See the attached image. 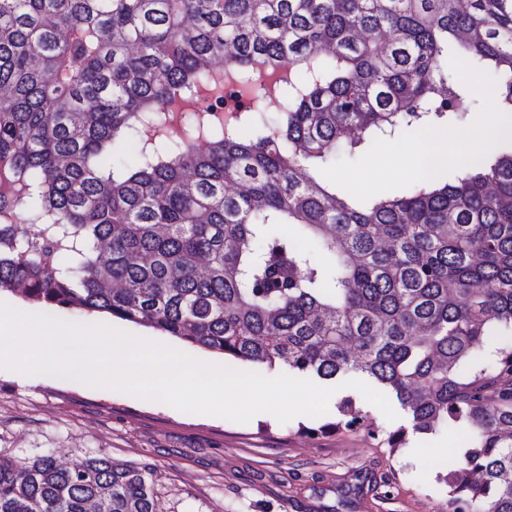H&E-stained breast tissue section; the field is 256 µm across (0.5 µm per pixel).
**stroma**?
<instances>
[{
  "instance_id": "1",
  "label": "stroma",
  "mask_w": 512,
  "mask_h": 512,
  "mask_svg": "<svg viewBox=\"0 0 512 512\" xmlns=\"http://www.w3.org/2000/svg\"><path fill=\"white\" fill-rule=\"evenodd\" d=\"M389 142L369 140L355 157L337 156L321 178L361 203L402 195L416 179H389L367 168ZM56 317L105 323L177 348L212 365L222 355L152 328L113 318L56 310ZM379 426L330 430L338 412L279 423L267 413L245 424L184 413L157 401L48 375L19 379L0 367V454L26 461L49 454L64 463L103 454L153 473L159 512H452L437 474L448 459V431L413 435L391 450L390 421L358 399Z\"/></svg>"
}]
</instances>
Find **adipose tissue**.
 Returning <instances> with one entry per match:
<instances>
[{
	"instance_id": "ef3b65f1",
	"label": "adipose tissue",
	"mask_w": 512,
	"mask_h": 512,
	"mask_svg": "<svg viewBox=\"0 0 512 512\" xmlns=\"http://www.w3.org/2000/svg\"><path fill=\"white\" fill-rule=\"evenodd\" d=\"M477 139L474 132L427 128L419 132L409 146L392 149L386 158L372 157L368 164L388 170L403 168L422 180L455 161Z\"/></svg>"
}]
</instances>
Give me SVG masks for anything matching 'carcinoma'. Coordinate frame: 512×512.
I'll return each instance as SVG.
<instances>
[{"label": "carcinoma", "mask_w": 512, "mask_h": 512, "mask_svg": "<svg viewBox=\"0 0 512 512\" xmlns=\"http://www.w3.org/2000/svg\"><path fill=\"white\" fill-rule=\"evenodd\" d=\"M451 50L511 116L512 0H0V291L362 375L408 415L388 447L455 436L453 512H512V349L477 360L512 334V149L369 204L320 178L366 136L471 111ZM0 512L157 508L109 456H0Z\"/></svg>", "instance_id": "carcinoma-1"}]
</instances>
